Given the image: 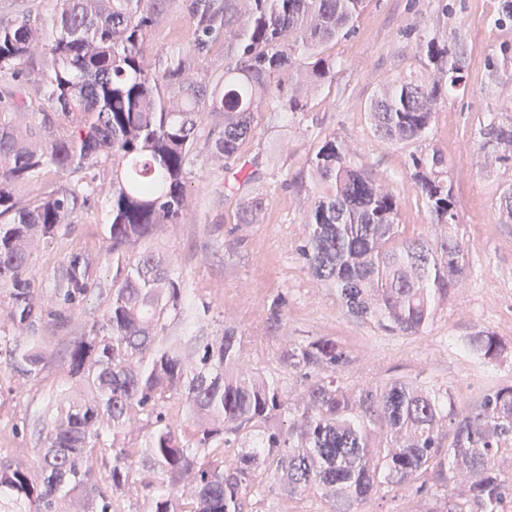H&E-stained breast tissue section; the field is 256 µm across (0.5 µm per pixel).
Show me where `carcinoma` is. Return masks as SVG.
Segmentation results:
<instances>
[{"label": "carcinoma", "mask_w": 512, "mask_h": 512, "mask_svg": "<svg viewBox=\"0 0 512 512\" xmlns=\"http://www.w3.org/2000/svg\"><path fill=\"white\" fill-rule=\"evenodd\" d=\"M181 2L194 54L158 67L145 52L158 16ZM363 0H54L41 16L0 20V78L34 89L50 112H28L14 90L0 92V360L13 378L47 366L44 334L72 317L92 291V259L74 254L53 270L50 300L29 277L40 251L62 243L69 217L111 174L109 303L67 352L71 391L56 405L35 470L0 455V512H250L273 488L293 499L311 491L328 512H358L383 488L445 493L425 512H506L512 475V384L486 393L466 415L449 393L391 378L346 385L338 372L353 357L335 338L288 346L295 388L280 377L244 371L242 334L167 336L184 312L174 270L146 244L185 222L194 162L201 152L224 170L253 137L257 115L302 112L334 76L323 46L348 36ZM221 53L201 70L194 55ZM424 70L375 87L368 119L389 146L422 139L442 93L462 80V51L448 36L424 38ZM493 73H512V46H500ZM288 90H283V77ZM211 122L199 148V128ZM479 150L512 158V110L479 128ZM334 135L308 158L312 185L295 246L312 276L336 291L347 313L402 335H419L448 301L467 268L458 213L438 150L411 155L413 187L433 237L405 239L399 202ZM54 172L56 181L45 183ZM258 193L241 197L238 222L256 224ZM468 349L492 362L505 351L490 331ZM179 396L186 425L164 408ZM146 418L144 447L121 444ZM112 434V447L103 435ZM101 461L106 478L97 479ZM424 476L417 488L411 480Z\"/></svg>", "instance_id": "1"}]
</instances>
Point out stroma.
<instances>
[{
    "label": "stroma",
    "mask_w": 512,
    "mask_h": 512,
    "mask_svg": "<svg viewBox=\"0 0 512 512\" xmlns=\"http://www.w3.org/2000/svg\"><path fill=\"white\" fill-rule=\"evenodd\" d=\"M501 8L502 0H366L354 33L325 47L326 56L336 62L333 81L309 97L305 111L275 123L268 113H260L254 137L240 148L241 160L261 152L275 161L273 173L260 182H247V170L235 172L245 192L264 197L262 221L239 223V199L225 196V172L214 167L204 188L192 189L186 222L151 241L152 250L172 263L185 305L210 309L199 320L172 319L169 334L212 336L233 323L243 334L244 367L275 377L289 374L282 358L289 344L331 336L354 357L341 372L347 385L366 387L402 377L448 392L461 413L488 390L512 383V221L501 220L496 209L499 196L512 186V162L490 158L478 163L476 145L489 113L512 106V76H494L489 66L501 43L512 44V27L493 25ZM436 33L455 35L464 46V83L439 99L422 140L384 147L367 117L371 94L378 83L421 70L419 41ZM189 42V19L176 2L159 16L148 51L166 58L185 51ZM329 135L356 147L357 163L400 196L399 222L408 239L431 231L426 208L411 184V157L438 149L448 159L469 269L420 335H401L348 316L335 291L312 278L294 248L305 230L307 160ZM108 211L106 194L97 193L78 210L63 246L46 249L32 268L36 285L47 291L53 268L65 253L99 256L93 279L102 290L77 305L67 326L47 333V370L19 382L0 366V387L7 390L0 397V448L12 449L34 467L40 464L50 424L45 413L70 385L66 348L101 317L107 301L103 290L112 283L103 234ZM279 297L285 305L276 321L270 304ZM481 330L496 333L508 353L490 363L472 356L462 342Z\"/></svg>",
    "instance_id": "35a3bbf8"
}]
</instances>
